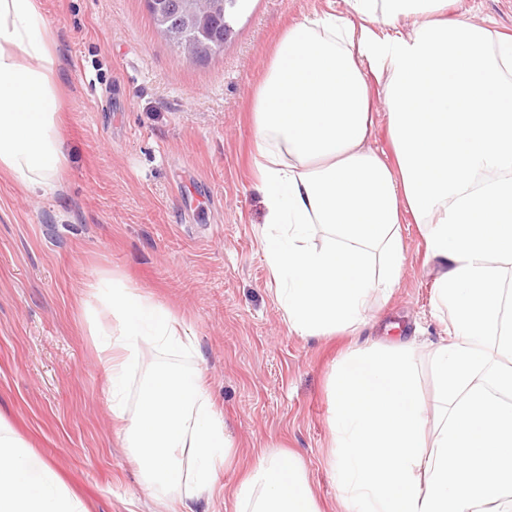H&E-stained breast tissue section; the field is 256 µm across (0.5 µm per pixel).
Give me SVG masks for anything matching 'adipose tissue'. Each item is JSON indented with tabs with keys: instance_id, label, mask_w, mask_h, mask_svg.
Listing matches in <instances>:
<instances>
[{
	"instance_id": "obj_1",
	"label": "adipose tissue",
	"mask_w": 512,
	"mask_h": 512,
	"mask_svg": "<svg viewBox=\"0 0 512 512\" xmlns=\"http://www.w3.org/2000/svg\"><path fill=\"white\" fill-rule=\"evenodd\" d=\"M347 2L348 13L288 26L252 97L277 301L292 334L360 330L371 290L399 282L408 213L440 266L434 310L452 320L432 354V400L418 390L411 344L358 347L336 365L338 497L344 512H512V367L499 364L512 357V36L448 20V0ZM60 74L40 0H0V175L28 191L57 190L68 166ZM375 84L389 159L367 146ZM83 290L109 409L145 484L177 491L189 448L194 491H210L233 445L200 374L156 368L136 411L127 404L145 348L186 349V329L112 275ZM0 512H84L1 420ZM234 512L321 510L301 461L278 452L237 487Z\"/></svg>"
}]
</instances>
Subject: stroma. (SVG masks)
<instances>
[{
  "label": "stroma",
  "instance_id": "obj_1",
  "mask_svg": "<svg viewBox=\"0 0 512 512\" xmlns=\"http://www.w3.org/2000/svg\"><path fill=\"white\" fill-rule=\"evenodd\" d=\"M62 62L63 189L25 193L0 177V417L79 496L87 512H170L116 434L89 331L85 282L109 273L191 329L189 352L147 350L144 370H202L237 449L211 493L183 489L180 512H233V492L265 454L304 463L321 512H343L328 466L329 380L355 344L413 342L431 396L438 272L405 217L404 266L390 296L372 292L357 334L298 336L266 264L251 102L291 23L346 0H245L232 31L194 63L156 31L145 0H41ZM457 14L512 34V0H460Z\"/></svg>",
  "mask_w": 512,
  "mask_h": 512
}]
</instances>
